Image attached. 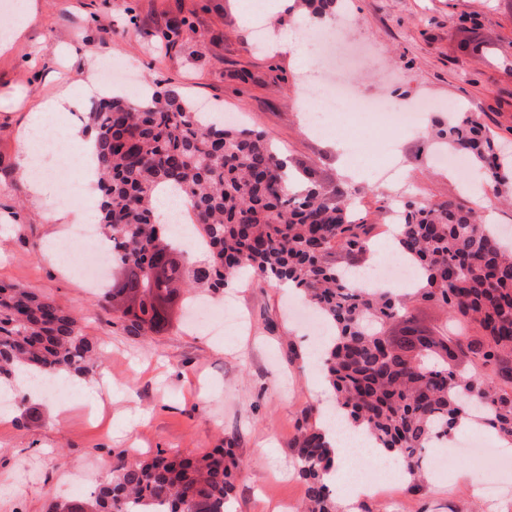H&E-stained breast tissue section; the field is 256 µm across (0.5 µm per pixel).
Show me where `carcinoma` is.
<instances>
[{"label":"carcinoma","mask_w":512,"mask_h":512,"mask_svg":"<svg viewBox=\"0 0 512 512\" xmlns=\"http://www.w3.org/2000/svg\"><path fill=\"white\" fill-rule=\"evenodd\" d=\"M322 20L336 0H296ZM186 18L169 21L175 44ZM180 92L140 96L136 106L102 98L87 112L100 171L101 232L112 262L136 275L103 291V309L130 336L163 330L182 290L219 291L250 271L290 283L333 330L320 372L336 407L369 437L407 463L408 490L421 488L426 448L474 418L512 443V248L476 211L452 200L399 207L395 239L419 269L409 295L353 288L347 268L370 254L374 225L350 201L359 190L324 192L308 171L291 185L288 158L262 131L202 122ZM434 137L494 170L495 191L512 183L500 140L480 116L456 112ZM172 186L208 240L205 260L182 261L160 275V260L178 253L171 230L155 221L153 195ZM414 301L447 312L445 325L419 326ZM100 351L77 315L55 299L0 283V384L18 388L19 372L87 375ZM293 448L305 486L303 512H343L324 475L335 461L320 414L306 410ZM239 468L219 446L199 458L158 454L114 464L96 489L50 512H228Z\"/></svg>","instance_id":"1"}]
</instances>
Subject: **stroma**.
I'll return each instance as SVG.
<instances>
[{"label":"stroma","instance_id":"1","mask_svg":"<svg viewBox=\"0 0 512 512\" xmlns=\"http://www.w3.org/2000/svg\"><path fill=\"white\" fill-rule=\"evenodd\" d=\"M36 21L23 39L0 53V280L55 298L82 318L105 353L87 376L111 381L107 396L79 393L60 412L43 408L32 420L14 405L0 425V512H47L76 499L68 484L78 473L98 482L106 465L157 452L202 455L231 442L238 461L232 512H278L285 500L302 503L290 442L304 411L319 402V373L311 367L314 337L288 316L287 290L259 277L196 295L224 310L214 336L171 324L150 340L126 335L78 276L87 263L76 252L54 261L42 251L47 236L68 227L49 224L57 205L75 208L68 189L34 201L16 170L21 127L41 99L60 91L78 101L126 95L117 83L85 87L89 67L128 62L143 87L177 88L187 101L245 115L248 127L268 133L294 165L313 172L326 192L363 191L379 232L375 251L389 241L379 199L468 202L467 183L488 184L485 169L457 176L431 163L429 135H399L402 166L395 183L347 174L334 142L359 143L361 160L381 163L386 129L355 115L340 133L311 134L298 110L305 67L280 51L281 32L307 24L306 13L264 14L268 43L252 30L251 0H35ZM193 23L170 47L156 33L176 17ZM350 34L367 47L350 72L362 99L397 102L427 96L478 114L500 138L512 141V0H352ZM431 473L418 492L404 495L405 512H483L472 495L477 482L512 487V466L480 469L464 456L429 457Z\"/></svg>","mask_w":512,"mask_h":512}]
</instances>
